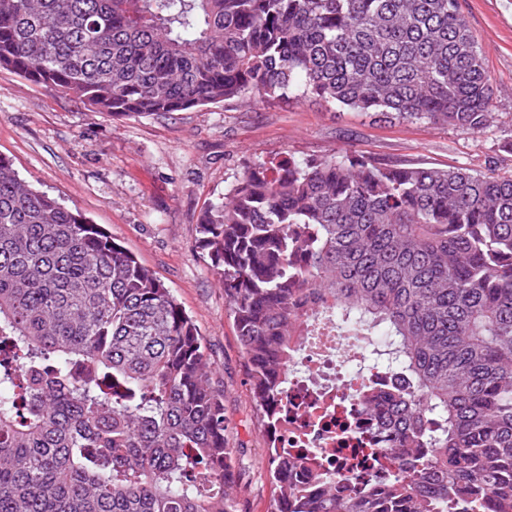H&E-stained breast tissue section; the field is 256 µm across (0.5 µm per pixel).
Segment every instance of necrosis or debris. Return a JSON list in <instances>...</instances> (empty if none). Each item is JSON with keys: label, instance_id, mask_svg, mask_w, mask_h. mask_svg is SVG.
<instances>
[{"label": "necrosis or debris", "instance_id": "4bbe7bcc", "mask_svg": "<svg viewBox=\"0 0 512 512\" xmlns=\"http://www.w3.org/2000/svg\"><path fill=\"white\" fill-rule=\"evenodd\" d=\"M368 352L363 341L338 335L325 314L298 345L271 430L275 445L300 460L296 479L306 480L316 462L340 488L379 493L389 476L408 471L411 456L387 424V410H371L364 400L398 388L402 377Z\"/></svg>", "mask_w": 512, "mask_h": 512}]
</instances>
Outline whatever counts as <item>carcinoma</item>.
<instances>
[{
	"instance_id": "carcinoma-1",
	"label": "carcinoma",
	"mask_w": 512,
	"mask_h": 512,
	"mask_svg": "<svg viewBox=\"0 0 512 512\" xmlns=\"http://www.w3.org/2000/svg\"><path fill=\"white\" fill-rule=\"evenodd\" d=\"M0 68L112 116L310 93L492 122L459 0H0ZM198 234L267 427L326 310L406 375L365 400L431 449L362 496L321 471L291 482L300 462L272 445L271 512H512V172L256 160ZM211 374L169 288L0 156V512H237Z\"/></svg>"
}]
</instances>
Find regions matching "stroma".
Segmentation results:
<instances>
[{
  "instance_id": "obj_1",
  "label": "stroma",
  "mask_w": 512,
  "mask_h": 512,
  "mask_svg": "<svg viewBox=\"0 0 512 512\" xmlns=\"http://www.w3.org/2000/svg\"><path fill=\"white\" fill-rule=\"evenodd\" d=\"M459 2L494 89L495 118L478 134L330 106L313 95L116 118L0 69V155L32 187L102 225L196 325L213 384L224 392L237 512H271L268 439L219 276L197 242L200 216L261 158L350 153L378 163L512 170V0Z\"/></svg>"
}]
</instances>
